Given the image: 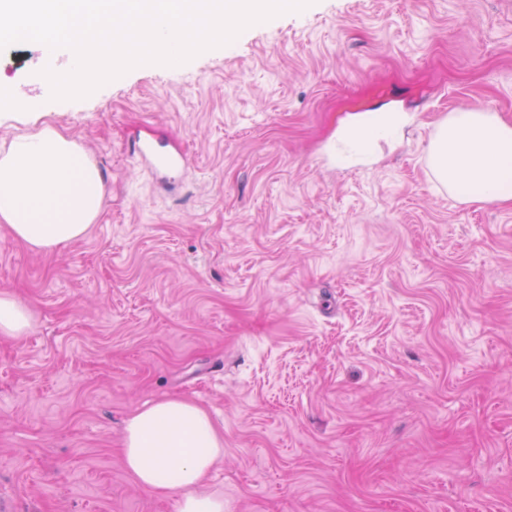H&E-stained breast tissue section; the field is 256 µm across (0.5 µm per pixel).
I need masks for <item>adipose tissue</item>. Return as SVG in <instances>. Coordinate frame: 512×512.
<instances>
[{
    "instance_id": "obj_1",
    "label": "adipose tissue",
    "mask_w": 512,
    "mask_h": 512,
    "mask_svg": "<svg viewBox=\"0 0 512 512\" xmlns=\"http://www.w3.org/2000/svg\"><path fill=\"white\" fill-rule=\"evenodd\" d=\"M436 180L460 202L512 206V123L474 109L449 113L428 147ZM105 183L82 145L46 125L0 143V224L30 249L81 239L103 210ZM224 437L195 402L165 397L130 414L123 464L139 486L179 496L178 512H224L202 483Z\"/></svg>"
}]
</instances>
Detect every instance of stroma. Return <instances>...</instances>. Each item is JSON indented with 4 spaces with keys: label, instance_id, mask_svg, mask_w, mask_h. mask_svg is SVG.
<instances>
[{
    "label": "stroma",
    "instance_id": "35a3bbf8",
    "mask_svg": "<svg viewBox=\"0 0 512 512\" xmlns=\"http://www.w3.org/2000/svg\"><path fill=\"white\" fill-rule=\"evenodd\" d=\"M32 43L0 91L41 94ZM512 123V0H315L20 126L97 162L101 219L53 253L0 227L5 512H178L123 468L156 399L210 414L224 512H512V207L463 204L428 146L448 113ZM394 112L362 157L354 115ZM183 154L162 186L135 140ZM33 315L28 307L19 302L7 289L0 290V334L21 337L28 333Z\"/></svg>",
    "mask_w": 512,
    "mask_h": 512
}]
</instances>
